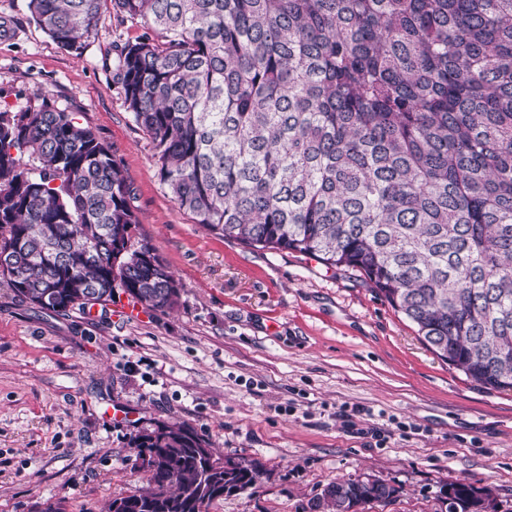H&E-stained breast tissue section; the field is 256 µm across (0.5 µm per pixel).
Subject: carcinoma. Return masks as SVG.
<instances>
[{"instance_id":"obj_1","label":"carcinoma","mask_w":512,"mask_h":512,"mask_svg":"<svg viewBox=\"0 0 512 512\" xmlns=\"http://www.w3.org/2000/svg\"><path fill=\"white\" fill-rule=\"evenodd\" d=\"M140 19L115 65L160 181L195 222L250 248L351 269L441 360L512 390V0H28L78 52L106 5ZM132 189L77 113L36 93L0 110V278L35 307L155 310L181 286L140 237ZM145 484L109 512H195L254 486L188 424L133 441ZM380 478L322 493L391 500ZM467 483L448 512H482Z\"/></svg>"}]
</instances>
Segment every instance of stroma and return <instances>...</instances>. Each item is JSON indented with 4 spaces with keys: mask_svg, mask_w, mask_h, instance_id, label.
Masks as SVG:
<instances>
[{
    "mask_svg": "<svg viewBox=\"0 0 512 512\" xmlns=\"http://www.w3.org/2000/svg\"><path fill=\"white\" fill-rule=\"evenodd\" d=\"M1 17L0 109L39 91L78 112L182 291L174 312L125 317L118 290L55 315L0 281V512H104L141 482L135 437L176 421L260 467L208 512H323L329 483L368 475L399 494L360 512H448L457 481L512 512V391L468 381L358 277L213 234L172 200L114 80V46L142 35L140 20L107 11L76 55L27 0H0Z\"/></svg>",
    "mask_w": 512,
    "mask_h": 512,
    "instance_id": "1",
    "label": "stroma"
}]
</instances>
